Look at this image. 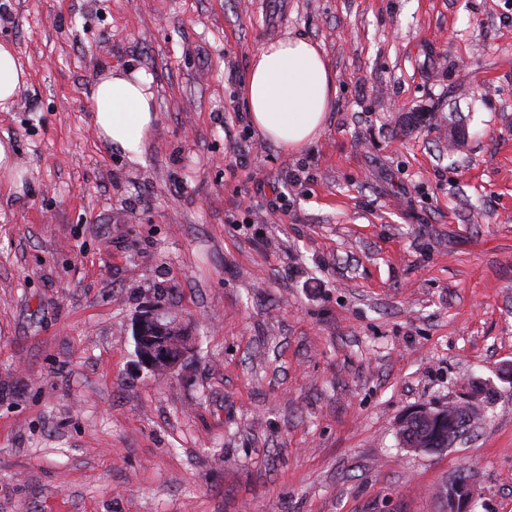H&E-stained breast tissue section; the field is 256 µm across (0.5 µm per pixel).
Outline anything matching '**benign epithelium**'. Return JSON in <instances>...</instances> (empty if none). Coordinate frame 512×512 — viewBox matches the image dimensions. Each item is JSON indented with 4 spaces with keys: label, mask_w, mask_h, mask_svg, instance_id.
<instances>
[{
    "label": "benign epithelium",
    "mask_w": 512,
    "mask_h": 512,
    "mask_svg": "<svg viewBox=\"0 0 512 512\" xmlns=\"http://www.w3.org/2000/svg\"><path fill=\"white\" fill-rule=\"evenodd\" d=\"M137 362L140 367L157 375L166 376L184 365L193 350L191 338L184 323L169 311L147 305L139 311L133 326ZM450 415V407L422 405L405 413L398 419V425L406 424V418L414 416L420 422L440 425ZM456 489L465 492L463 497L452 493L443 494L448 501V512H468L472 502V491L467 480H462Z\"/></svg>",
    "instance_id": "7a95c632"
}]
</instances>
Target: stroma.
<instances>
[{"label": "stroma", "instance_id": "stroma-1", "mask_svg": "<svg viewBox=\"0 0 512 512\" xmlns=\"http://www.w3.org/2000/svg\"><path fill=\"white\" fill-rule=\"evenodd\" d=\"M285 35L336 85L290 154L240 96ZM0 43V512H448L466 463L512 512V0H0ZM115 69L151 79L141 164L93 123ZM148 304L197 343L167 378ZM466 401L469 436L401 447ZM27 74L12 46L0 44V111L13 102ZM22 187L23 181L17 174L11 145L7 140L0 141V192L19 193ZM133 325L137 362L154 375L176 372L193 350L184 323L169 311L147 305ZM455 407L458 412L464 411L467 413L471 412V407L469 406H458V405H422L414 408L413 410L405 413L398 419V428L402 425H406V418L410 416H415L418 421L428 423L429 425H440L446 420L448 421V416L450 415V408Z\"/></svg>", "mask_w": 512, "mask_h": 512}]
</instances>
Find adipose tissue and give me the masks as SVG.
Instances as JSON below:
<instances>
[{"label": "adipose tissue", "instance_id": "ef3b65f1", "mask_svg": "<svg viewBox=\"0 0 512 512\" xmlns=\"http://www.w3.org/2000/svg\"><path fill=\"white\" fill-rule=\"evenodd\" d=\"M148 87L144 72L115 71L90 89L100 139L133 161L141 159L156 121ZM335 94L333 75L319 46L299 37L264 43L253 55L242 85L252 126L287 152L317 138Z\"/></svg>", "mask_w": 512, "mask_h": 512}]
</instances>
